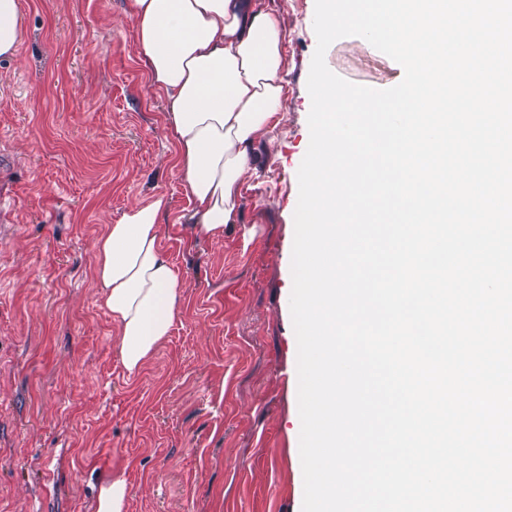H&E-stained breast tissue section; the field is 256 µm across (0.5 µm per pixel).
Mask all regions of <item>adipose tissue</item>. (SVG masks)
Instances as JSON below:
<instances>
[{
	"label": "adipose tissue",
	"instance_id": "adipose-tissue-1",
	"mask_svg": "<svg viewBox=\"0 0 512 512\" xmlns=\"http://www.w3.org/2000/svg\"><path fill=\"white\" fill-rule=\"evenodd\" d=\"M150 88L170 104L174 160L192 204L183 220L219 240L241 206L257 142L281 112L282 23L268 0H128ZM20 0H0V59L17 56ZM164 196L128 206L93 243V286L117 325L115 347L137 373L168 336L182 280L161 245Z\"/></svg>",
	"mask_w": 512,
	"mask_h": 512
}]
</instances>
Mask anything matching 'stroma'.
Listing matches in <instances>:
<instances>
[{"label":"stroma","mask_w":512,"mask_h":512,"mask_svg":"<svg viewBox=\"0 0 512 512\" xmlns=\"http://www.w3.org/2000/svg\"><path fill=\"white\" fill-rule=\"evenodd\" d=\"M285 97L220 240L190 207L126 0H21L26 35L0 60V512H87L107 475L125 512H301L297 340L290 312L297 172L308 149L315 0H273ZM328 68L401 82L358 36ZM165 196L161 243L183 282L166 340L134 375L92 286V244Z\"/></svg>","instance_id":"1"}]
</instances>
